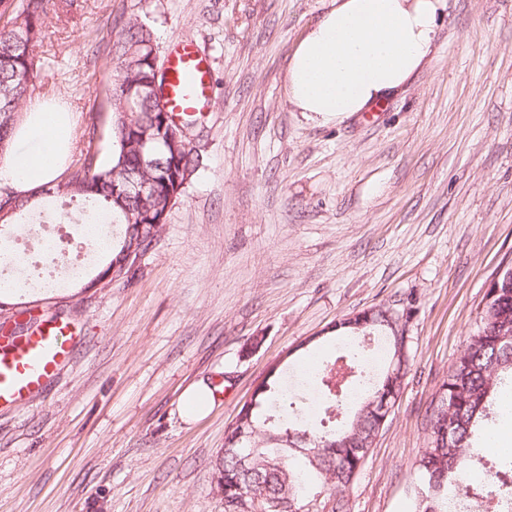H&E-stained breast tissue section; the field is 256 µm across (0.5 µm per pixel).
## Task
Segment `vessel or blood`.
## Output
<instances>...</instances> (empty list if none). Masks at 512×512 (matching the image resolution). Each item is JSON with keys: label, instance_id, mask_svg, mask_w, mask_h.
<instances>
[{"label": "vessel or blood", "instance_id": "obj_1", "mask_svg": "<svg viewBox=\"0 0 512 512\" xmlns=\"http://www.w3.org/2000/svg\"><path fill=\"white\" fill-rule=\"evenodd\" d=\"M162 96L175 119L202 113L214 97L209 57L189 38L175 42L163 67ZM80 341L73 323L50 319L29 331L0 336V405L33 399L71 361Z\"/></svg>", "mask_w": 512, "mask_h": 512}]
</instances>
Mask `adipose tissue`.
I'll return each mask as SVG.
<instances>
[{
	"mask_svg": "<svg viewBox=\"0 0 512 512\" xmlns=\"http://www.w3.org/2000/svg\"><path fill=\"white\" fill-rule=\"evenodd\" d=\"M441 11V0H331L290 57L289 105L333 120L397 97L425 69ZM73 128L71 113L29 102L0 156V182L23 195L53 186Z\"/></svg>",
	"mask_w": 512,
	"mask_h": 512,
	"instance_id": "obj_1",
	"label": "adipose tissue"
}]
</instances>
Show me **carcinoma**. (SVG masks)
<instances>
[{
	"label": "carcinoma",
	"instance_id": "cac0c4a2",
	"mask_svg": "<svg viewBox=\"0 0 512 512\" xmlns=\"http://www.w3.org/2000/svg\"><path fill=\"white\" fill-rule=\"evenodd\" d=\"M73 0H0V151L9 144L30 94V82L45 39L50 16L69 12ZM115 84L109 136L113 155L100 166L88 160L68 170L51 188L53 197L77 201L85 211L107 216L112 224L124 225V235L109 242L102 255L109 262L124 259L125 250L138 240L146 250L158 238L160 224L140 225L139 217L156 218L181 196L180 187L205 166L206 158L192 142L182 138L180 128L198 127L200 118L177 122L159 110L161 66L147 25L130 19L114 34L109 50ZM147 136L173 148L160 154L151 168L141 165L140 141ZM135 174L151 184L143 197L123 189L127 176ZM9 207L0 224L17 225L41 206L37 192L20 197L13 188L0 186V209ZM376 306L372 324L356 332L351 320L336 324V337L344 340L345 352L318 361L308 378L316 400L314 421L295 417L292 395L276 371L250 413L246 429L268 430L295 444L309 440L317 454L308 458L289 447L261 448L255 468L243 472L236 453L241 447L238 429L224 432V453L216 462L217 486L224 494V510L241 504L242 489L251 486L265 500L280 505L278 512H348L343 492L356 480L367 458L361 452L379 429L382 403L400 392L412 370L411 355L403 371L390 374L396 356V341L386 312ZM378 333L384 340L385 364L366 370L361 352L365 333ZM512 379V288L500 293L479 313L442 381L435 397L446 408L428 407L429 437L417 462L415 512H448V491L464 489L468 462L483 459L479 436L492 420L503 382ZM495 475L500 487L496 496L512 483V458L498 457ZM319 503L315 510L306 506Z\"/></svg>",
	"mask_w": 512,
	"mask_h": 512
}]
</instances>
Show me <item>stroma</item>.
Masks as SVG:
<instances>
[{"instance_id": "1", "label": "stroma", "mask_w": 512, "mask_h": 512, "mask_svg": "<svg viewBox=\"0 0 512 512\" xmlns=\"http://www.w3.org/2000/svg\"><path fill=\"white\" fill-rule=\"evenodd\" d=\"M330 0H78L50 18L34 96L74 113L69 166L105 165L120 21L159 55L210 57L206 165L127 279L5 299L71 313L58 382L0 406V512H224V430L269 365L374 305L411 307L412 371L350 512H414L427 408L512 259V0H444L424 72L382 111L325 123L285 96L288 60ZM215 386L201 418L185 392Z\"/></svg>"}]
</instances>
